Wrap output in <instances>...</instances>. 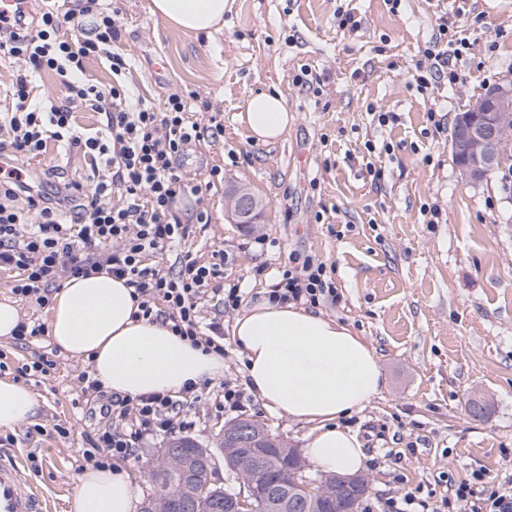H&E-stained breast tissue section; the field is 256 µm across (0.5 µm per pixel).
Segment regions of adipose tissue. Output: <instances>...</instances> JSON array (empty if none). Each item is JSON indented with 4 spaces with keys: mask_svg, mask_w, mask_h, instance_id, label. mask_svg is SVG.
Masks as SVG:
<instances>
[{
    "mask_svg": "<svg viewBox=\"0 0 512 512\" xmlns=\"http://www.w3.org/2000/svg\"><path fill=\"white\" fill-rule=\"evenodd\" d=\"M225 0H151L150 10L188 33L213 35L224 25ZM250 136L268 143L285 134L291 116L279 93L252 96L240 115ZM123 281L104 273L65 280L47 312V334L64 355L88 362L92 377L113 394L175 393L186 382L221 378L224 358L203 352L159 323L136 315ZM233 338L246 360L249 389L265 407L312 430L305 455L319 470L355 474L366 456L339 417L362 410L380 391L372 347L334 321L286 303L261 302L237 317ZM38 394L0 378V431L33 422ZM72 512H134L138 488L123 469L87 467L73 477Z\"/></svg>",
    "mask_w": 512,
    "mask_h": 512,
    "instance_id": "obj_1",
    "label": "adipose tissue"
}]
</instances>
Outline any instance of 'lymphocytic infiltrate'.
<instances>
[{
	"label": "lymphocytic infiltrate",
	"instance_id": "lymphocytic-infiltrate-1",
	"mask_svg": "<svg viewBox=\"0 0 512 512\" xmlns=\"http://www.w3.org/2000/svg\"><path fill=\"white\" fill-rule=\"evenodd\" d=\"M43 2L36 14L18 9L0 17V55L20 63L12 81L14 104L0 112V152L15 162L0 173V269L17 274L12 294L43 306L61 279L103 271L131 288L139 317L165 325L204 351L223 353L218 341L223 326L201 324L198 303L211 294L222 311L236 310L243 297L240 286H217V265L188 256L174 274L146 262L188 231L180 203L202 194L203 186L186 178L180 161L191 146L209 139L208 128L189 121L183 94H170L160 110L132 101L122 82L128 59L112 49L119 37L118 11L102 8L99 0ZM436 25L447 48L433 54L428 70L415 73L421 88L443 78L453 86L459 79L452 60L462 50L448 36L447 18H438ZM91 56L109 62V89L85 80V60ZM46 72L65 87L63 100L33 98L32 80ZM78 109L101 114V129L92 135L77 131L73 114ZM51 140L89 156L88 183L57 179L53 166L43 173L21 167V160L41 155ZM289 261L265 293L270 303L314 308L338 302L324 263L298 253ZM160 300L165 309L157 308ZM196 392L189 383L177 397L111 396L112 422L91 439L85 461L126 458L146 439L192 427L185 406ZM451 494L467 512H512V474L479 489L463 482Z\"/></svg>",
	"mask_w": 512,
	"mask_h": 512
}]
</instances>
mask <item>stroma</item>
<instances>
[{"label":"stroma","instance_id":"obj_1","mask_svg":"<svg viewBox=\"0 0 512 512\" xmlns=\"http://www.w3.org/2000/svg\"><path fill=\"white\" fill-rule=\"evenodd\" d=\"M112 4L121 11L119 50L132 58L126 80L134 94L158 110L170 93L190 94L189 119L222 127L183 161L190 177L218 168L224 178L181 202L184 213L203 211L209 221L190 225L178 253L218 264L224 284L245 288L247 307L279 280L289 254L324 261L341 299L317 313L377 355L380 392L341 420L366 455L363 512H391L407 492L432 504L450 485H484L512 471V181L495 174L466 183L451 146L457 115L512 73V0H403L395 13L387 0H225L224 27L210 38L153 15L151 0ZM340 11L358 28L340 27ZM441 16L469 47L455 62V87L421 91L412 76L430 65ZM303 69L306 88L294 83ZM260 91L281 94L292 117L273 143L253 141L239 121ZM382 113L390 116L383 124ZM383 144L389 152H380ZM300 147L311 156L305 174L292 164ZM241 187L264 204L258 223L226 216ZM222 317L223 381L243 391V405L218 411L222 381L201 385L187 438L215 451L225 424L247 418L304 448L310 425L249 392L232 336L237 314ZM41 356L54 363L49 373L21 374ZM0 360L43 402L34 422L0 432V454L26 451L22 478L47 493L53 512H69L72 478L103 424L89 414L99 397L79 380L86 365L45 335L25 345L0 340ZM478 396L486 409L476 417L470 402ZM165 443L147 441L118 462L139 497L153 490L149 470Z\"/></svg>","mask_w":512,"mask_h":512}]
</instances>
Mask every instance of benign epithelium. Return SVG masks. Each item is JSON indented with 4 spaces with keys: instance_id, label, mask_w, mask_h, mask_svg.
<instances>
[{
    "instance_id": "benign-epithelium-1",
    "label": "benign epithelium",
    "mask_w": 512,
    "mask_h": 512,
    "mask_svg": "<svg viewBox=\"0 0 512 512\" xmlns=\"http://www.w3.org/2000/svg\"><path fill=\"white\" fill-rule=\"evenodd\" d=\"M512 128V77L507 76L491 87L485 96L474 102L468 112L457 117L452 134L453 154L465 159L460 167L463 177L476 184L488 179L501 163V146L505 142L506 131ZM231 213L237 218H250L257 213L255 197L242 190L235 194L231 204ZM224 436L231 437L229 447L224 449L225 466L241 473L257 470L260 455L258 443L261 436L253 433L246 419L229 423ZM185 446L193 451L184 458L181 477L176 482L177 498L186 506L194 497V474L200 470L211 472L215 456L210 449L188 439ZM369 481L363 474L348 476L332 475L327 484L312 482L306 491L317 493L321 498L336 502L338 512H353L344 500L348 494L358 496L368 492ZM253 484L244 485L224 501V512H248L252 509ZM270 512H302L307 502L288 490V483L277 481L273 484L269 499Z\"/></svg>"
}]
</instances>
